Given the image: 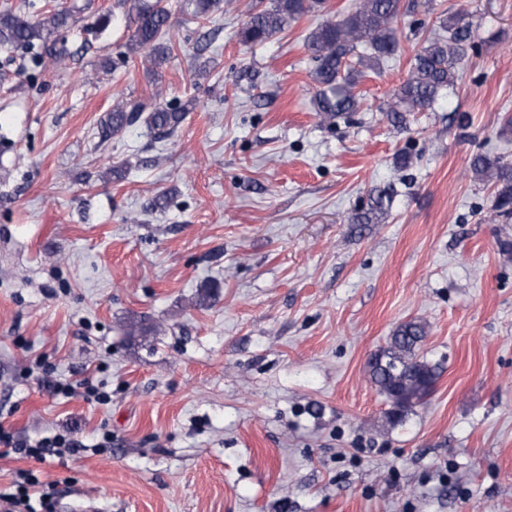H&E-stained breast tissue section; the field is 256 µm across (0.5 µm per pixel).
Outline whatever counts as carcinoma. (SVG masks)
Returning a JSON list of instances; mask_svg holds the SVG:
<instances>
[{"label":"carcinoma","instance_id":"obj_1","mask_svg":"<svg viewBox=\"0 0 512 512\" xmlns=\"http://www.w3.org/2000/svg\"><path fill=\"white\" fill-rule=\"evenodd\" d=\"M130 18L132 33L128 49L140 52L160 66L170 57L171 46L164 36L171 28V11L162 0H120ZM181 12L188 22L211 23L224 13V0H182ZM325 13L306 36V48L314 62L311 77L316 86L314 103L321 121L328 124L349 112L358 111L362 98L355 88L361 67H373L399 49L397 37L401 20L400 0H352L350 8L333 14L325 10V0H272L265 8L251 7L238 30L244 45L263 43L305 15ZM465 12L439 21L427 35L410 64L407 78L396 88L383 111L395 124L407 125L408 116L427 112L440 96L456 86L459 73L476 49L474 30ZM71 13L54 8L39 18H31L26 5L0 12V47L33 49L39 44L53 62L63 56L49 45L52 36L69 26ZM194 106L189 100L173 106L159 100L148 106L131 105L118 98L101 123L104 139L123 133L143 122L156 140L171 138ZM472 172L494 186L498 216L512 219V163L478 154L470 164ZM390 197L386 190L373 188L367 207L355 217L359 224H377L386 213ZM426 337L424 325H400L387 347L368 361L370 381L386 396L390 410L387 420L396 425L431 390L437 367L417 353Z\"/></svg>","mask_w":512,"mask_h":512}]
</instances>
